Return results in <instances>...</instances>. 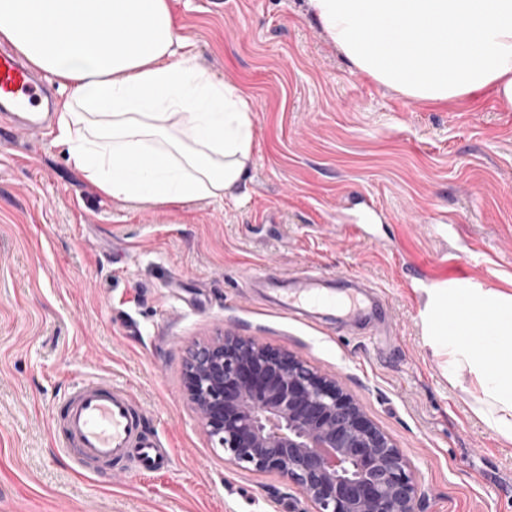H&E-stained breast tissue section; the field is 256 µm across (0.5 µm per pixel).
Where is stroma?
<instances>
[{
    "label": "stroma",
    "instance_id": "obj_1",
    "mask_svg": "<svg viewBox=\"0 0 512 512\" xmlns=\"http://www.w3.org/2000/svg\"><path fill=\"white\" fill-rule=\"evenodd\" d=\"M188 51L246 87L255 165L232 203L146 208L100 193L51 130L0 129V512H311L299 489L213 447L187 401L198 343L231 330L338 375L418 471L421 512H512V442L448 380L423 323L434 281L512 290V111L435 106L356 71L305 0H171ZM386 217L336 227L355 196ZM447 254V264L436 261ZM367 277L391 350L340 320L266 307L256 269ZM88 377L130 388L171 448L161 475L83 474L50 431Z\"/></svg>",
    "mask_w": 512,
    "mask_h": 512
}]
</instances>
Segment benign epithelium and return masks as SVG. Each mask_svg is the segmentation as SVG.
I'll use <instances>...</instances> for the list:
<instances>
[{"mask_svg": "<svg viewBox=\"0 0 512 512\" xmlns=\"http://www.w3.org/2000/svg\"><path fill=\"white\" fill-rule=\"evenodd\" d=\"M184 383L225 461L296 485L313 512H416L415 467L337 377L226 331L194 350Z\"/></svg>", "mask_w": 512, "mask_h": 512, "instance_id": "7a95c632", "label": "benign epithelium"}]
</instances>
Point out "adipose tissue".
<instances>
[{
  "label": "adipose tissue",
  "instance_id": "obj_1",
  "mask_svg": "<svg viewBox=\"0 0 512 512\" xmlns=\"http://www.w3.org/2000/svg\"><path fill=\"white\" fill-rule=\"evenodd\" d=\"M351 66L437 105L491 92L512 109V0H306ZM0 39L64 94L55 139L102 193L160 206L231 199L254 165L251 94L190 53L170 0H0ZM450 380L512 441V292L431 291Z\"/></svg>",
  "mask_w": 512,
  "mask_h": 512
}]
</instances>
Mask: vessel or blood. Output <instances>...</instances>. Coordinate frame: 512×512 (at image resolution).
<instances>
[{
  "instance_id": "1",
  "label": "vessel or blood",
  "mask_w": 512,
  "mask_h": 512,
  "mask_svg": "<svg viewBox=\"0 0 512 512\" xmlns=\"http://www.w3.org/2000/svg\"><path fill=\"white\" fill-rule=\"evenodd\" d=\"M46 93L24 63L0 52V112H27ZM344 297L327 292L311 275L296 278L292 287L270 291L273 305L289 314L307 317L318 310L337 311L363 321L376 334L391 332L384 292L359 275L349 278ZM54 436L61 447L75 450L83 468L95 464H133L139 474L166 472L172 453L149 429L146 411L130 390L106 378L86 379L73 387L53 415Z\"/></svg>"
}]
</instances>
